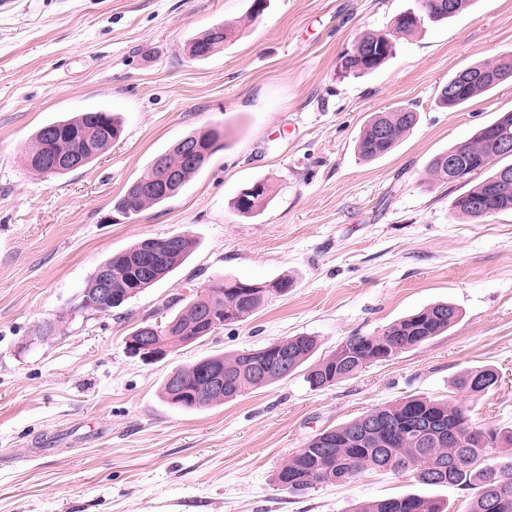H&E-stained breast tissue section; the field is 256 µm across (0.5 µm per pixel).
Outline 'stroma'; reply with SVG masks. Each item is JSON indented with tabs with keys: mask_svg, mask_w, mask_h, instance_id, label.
<instances>
[{
	"mask_svg": "<svg viewBox=\"0 0 512 512\" xmlns=\"http://www.w3.org/2000/svg\"><path fill=\"white\" fill-rule=\"evenodd\" d=\"M0 0V512H352L405 494L467 512L464 494L368 469L295 495L278 486L316 433L366 411L428 397L464 405L475 425L512 427V213L458 215L465 183L429 175L437 154L512 111V81L448 109L456 72L512 52V0L399 38L383 67L343 74L358 38L388 32L416 0ZM236 22L205 62L188 38ZM409 105L416 126L389 154L359 159L372 115ZM102 107L124 130L91 163L42 178L23 153L44 125ZM224 148L164 205L113 211L150 163L191 132ZM269 195L239 216L238 192ZM190 234L189 259L104 315L82 290L112 254L148 237ZM289 277L287 295L174 348L129 356L127 336L166 322L212 280ZM460 309L431 341L314 390L288 379L203 410L165 404L164 378L201 358L316 337L317 357L437 303ZM495 371L474 396L462 372Z\"/></svg>",
	"mask_w": 512,
	"mask_h": 512,
	"instance_id": "obj_1",
	"label": "stroma"
}]
</instances>
